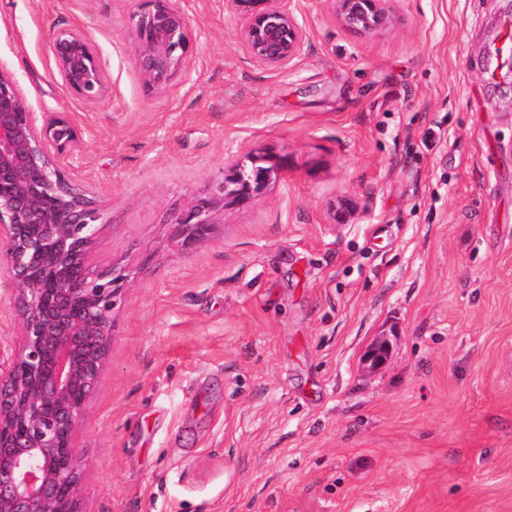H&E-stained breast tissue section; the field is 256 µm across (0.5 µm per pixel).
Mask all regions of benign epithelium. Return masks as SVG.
<instances>
[{"instance_id": "7a95c632", "label": "benign epithelium", "mask_w": 512, "mask_h": 512, "mask_svg": "<svg viewBox=\"0 0 512 512\" xmlns=\"http://www.w3.org/2000/svg\"><path fill=\"white\" fill-rule=\"evenodd\" d=\"M334 19L374 36L398 19L397 0H329ZM251 58L281 69L300 53L306 29L295 0H224ZM144 85L166 90L193 53L187 15L175 0H148L131 15ZM56 73L87 105L106 95L104 62L80 31L51 35ZM81 130L68 112H34L13 74L0 69V255L15 288L18 322L0 363V512H85L75 434L110 362L112 311L132 271L94 262L103 213L94 186L71 172ZM282 174L271 156L229 157L211 190L174 214L185 250L211 238L224 210L252 207Z\"/></svg>"}]
</instances>
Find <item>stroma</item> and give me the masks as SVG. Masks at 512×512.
<instances>
[{
	"label": "stroma",
	"instance_id": "obj_1",
	"mask_svg": "<svg viewBox=\"0 0 512 512\" xmlns=\"http://www.w3.org/2000/svg\"><path fill=\"white\" fill-rule=\"evenodd\" d=\"M144 2L0 0V66L83 132L100 261L139 270L77 433L88 512H512V63L488 55L512 0H398L369 38L299 0L278 71L224 0H177L195 51L161 93ZM62 29L106 63L96 106L55 72ZM252 151L281 178L182 250L173 213Z\"/></svg>",
	"mask_w": 512,
	"mask_h": 512
}]
</instances>
